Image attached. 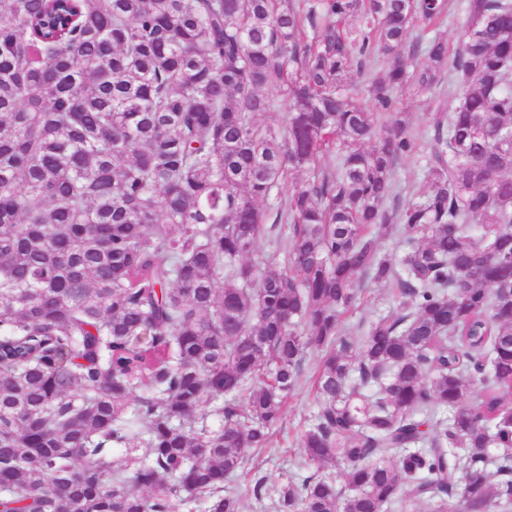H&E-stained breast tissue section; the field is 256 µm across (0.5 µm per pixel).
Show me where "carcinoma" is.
Masks as SVG:
<instances>
[{
  "label": "carcinoma",
  "instance_id": "carcinoma-1",
  "mask_svg": "<svg viewBox=\"0 0 512 512\" xmlns=\"http://www.w3.org/2000/svg\"><path fill=\"white\" fill-rule=\"evenodd\" d=\"M452 5L0 0V512H240L310 352L274 512H512V0ZM395 97L398 99L401 108H404L409 113V121L416 130H423L425 127L424 112H432L433 107L436 105L433 97L429 94H424L419 97H412L405 92H395ZM425 145V137L419 135L415 140L412 154L404 158L398 166L397 180L402 189L403 197H405L407 191L423 194L427 190L423 168V160L426 152ZM392 292L391 288L366 283L353 313L347 319L348 324L354 325L361 320H371L385 314L395 305ZM317 402L310 389V383H301L288 397L285 414L278 425L273 439V447L255 451V459L248 470L240 473L236 481L226 485V490L243 491L251 480L262 478L266 504L277 498L278 490L285 476L302 480L316 472V467L305 460L301 448V435L308 419L315 411ZM255 466V469L250 468ZM242 512H263L253 498H246ZM267 512V510H266Z\"/></svg>",
  "mask_w": 512,
  "mask_h": 512
}]
</instances>
